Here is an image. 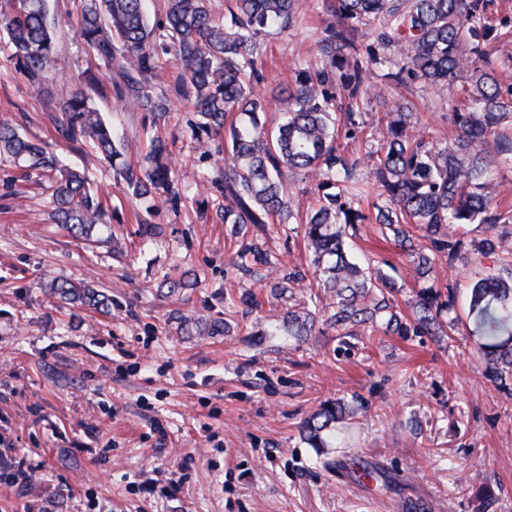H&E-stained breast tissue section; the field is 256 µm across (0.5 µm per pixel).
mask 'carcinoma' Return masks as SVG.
<instances>
[{
    "mask_svg": "<svg viewBox=\"0 0 512 512\" xmlns=\"http://www.w3.org/2000/svg\"><path fill=\"white\" fill-rule=\"evenodd\" d=\"M0 12L16 60L31 84L42 82L58 64L47 0H7ZM163 19L150 22L144 0H83L76 24L83 39L119 79L120 98L162 118L170 111L169 93L183 98L195 120L191 148L206 154L210 138L224 140V168L214 179L224 194V223L241 238L231 267L239 275L232 302L259 307L254 286L269 287L281 300L291 288L307 292V303L282 315H268L259 336H286L304 343L336 332L338 345L366 333L432 336L445 340L457 324V295L447 271L468 263L470 253L495 255L500 265L477 280L468 298L484 362L486 379L512 398V210H504L488 191L486 177L503 164L512 165V87L499 79L493 42L512 40V18L497 16L495 0H322L334 18L322 40L323 66L297 71L279 88L275 100L282 121L267 124V100L254 86L264 81L258 63V38L270 28L283 32L299 26L308 0H232L223 19L215 18L210 0H163ZM371 31L390 50L384 74L396 89L415 82L431 88L461 83V98L449 120L450 143L442 145L412 121L398 98L373 123L377 149L366 153L372 164L381 203L376 213L363 210L365 188L358 178L360 159L341 147L364 132L356 108L370 99L371 79L381 58L360 35ZM173 64L169 91L149 90L156 72ZM341 86L346 107L337 105L332 88ZM103 85L93 75L60 94L55 121L58 140L81 151L92 148L111 162L120 155L112 129L90 105L89 91ZM0 157L25 163L21 180L31 175L50 181L51 218L75 236L88 237L106 226L109 206L90 187L85 172L61 165L40 140L21 136L0 123ZM149 167H122L119 176L135 198L174 207L185 199L179 173L166 140L147 146ZM313 183L316 197L298 224L299 199L288 180ZM272 219L288 224V238L302 239L306 265L284 268L281 256L260 243ZM378 224L389 233L413 274V296L406 314L401 289L381 268L356 261L347 249L359 224ZM483 224L487 234L465 251L460 230ZM48 298L66 305L109 313L110 298L77 281L52 280ZM188 336H229L226 318L177 317ZM369 411L359 395L326 399L297 427L299 438L315 449L328 470L336 468L329 449L338 435L360 423ZM358 479L391 489L382 468L365 464ZM479 512L492 500L489 482H472Z\"/></svg>",
    "mask_w": 512,
    "mask_h": 512,
    "instance_id": "carcinoma-1",
    "label": "carcinoma"
}]
</instances>
